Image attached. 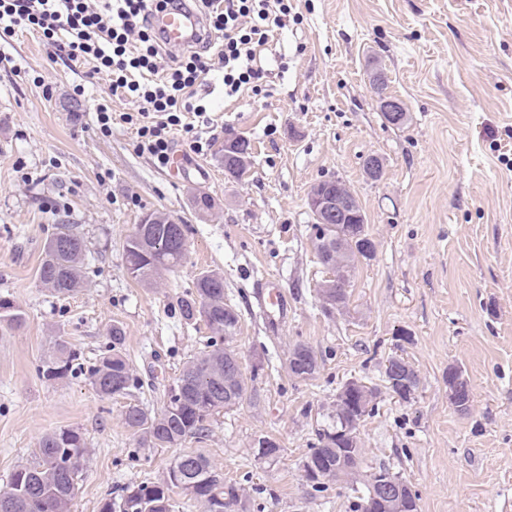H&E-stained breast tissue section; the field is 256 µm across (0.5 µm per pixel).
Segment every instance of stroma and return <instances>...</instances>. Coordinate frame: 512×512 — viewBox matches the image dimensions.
<instances>
[{"instance_id": "obj_1", "label": "stroma", "mask_w": 512, "mask_h": 512, "mask_svg": "<svg viewBox=\"0 0 512 512\" xmlns=\"http://www.w3.org/2000/svg\"><path fill=\"white\" fill-rule=\"evenodd\" d=\"M295 20L260 54L262 93L224 96L220 77L200 94L210 147L174 150L189 164L170 178L137 153L135 133L102 134L99 103L133 112L106 75L57 54L40 33H0V297L25 316L0 330V488L40 439L72 428L88 447L69 512H99L109 493L162 482L174 448H150L127 428L128 404L156 413L183 364L203 354L210 330L185 323L178 301L198 275L219 272L240 313L233 342L244 373L261 361L255 391L210 422L187 448L242 487L245 512H352L346 483L315 491L302 462L355 378L379 387L378 411L360 426L364 471L386 466L418 496L419 512H512V0H292ZM398 99L407 125H388L380 93ZM252 145L242 179L224 173L225 129ZM382 158L380 180L362 168ZM341 178L358 197L376 242L357 264L346 312L322 310L324 273L308 226L312 186ZM213 208L198 212L196 196ZM163 211L187 226L186 257L151 286L127 272L124 244L140 217ZM86 243L84 285L68 297L39 280L60 222ZM277 277L288 318L269 334L253 296ZM125 332L123 352L141 390L100 397L75 375L44 379L54 337L85 361ZM319 369L287 368L295 344ZM420 379L408 403L382 387L392 356ZM468 379L471 402L448 400V369ZM282 451L255 459L259 436Z\"/></svg>"}]
</instances>
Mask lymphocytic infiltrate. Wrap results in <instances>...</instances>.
Returning a JSON list of instances; mask_svg holds the SVG:
<instances>
[{"mask_svg":"<svg viewBox=\"0 0 512 512\" xmlns=\"http://www.w3.org/2000/svg\"><path fill=\"white\" fill-rule=\"evenodd\" d=\"M183 0H0V32L27 27L41 32L70 61H93L110 78L113 95L134 100L137 113L123 123L136 127L138 153L157 167H167L173 130L189 137L188 147L203 154L207 143L194 121L207 108L197 86L214 69L224 72V94L261 93L264 73L257 50L286 26L288 0H195L203 20L199 50L175 64L164 62L153 14L182 5Z\"/></svg>","mask_w":512,"mask_h":512,"instance_id":"obj_1","label":"lymphocytic infiltrate"}]
</instances>
